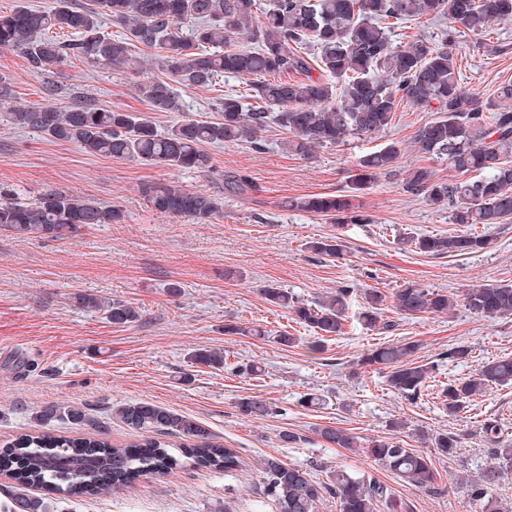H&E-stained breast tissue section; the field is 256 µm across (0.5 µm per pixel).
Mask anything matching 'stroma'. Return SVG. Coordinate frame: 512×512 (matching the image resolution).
I'll return each mask as SVG.
<instances>
[{
    "label": "stroma",
    "mask_w": 512,
    "mask_h": 512,
    "mask_svg": "<svg viewBox=\"0 0 512 512\" xmlns=\"http://www.w3.org/2000/svg\"><path fill=\"white\" fill-rule=\"evenodd\" d=\"M453 54L466 88L490 96L498 83L512 80V21L494 25L486 36L458 33ZM137 55L143 68L135 73L78 59L35 73L20 52L0 51V187L27 202L62 192L124 213L122 223L83 228L64 240H23L0 229V446L29 431L35 412L50 403L83 404L104 417L120 403L146 400L204 421L218 442L240 452L245 467L224 473L185 466L94 497L57 501L55 512H279L261 491L258 464L268 455L303 468L319 483L339 467L368 473L411 502L413 512H472L467 483L491 461L483 422H496L502 441L512 445V385L474 396L457 417L443 409L437 386L473 376L494 358L512 357V316L485 320L464 300L474 286L512 284V220L484 227L494 245L481 253L442 257L399 245L407 234L460 230L448 207L429 205L405 186L420 168L444 182L457 178L414 143L434 112L401 104L378 139L319 147L305 157L288 153L285 131L274 126L260 152L245 141L207 146V171L92 155L2 118L34 104L148 112L138 86L159 68L155 51L144 47ZM241 88L227 76L210 89L175 85L181 111L153 118L162 132L184 120L213 119L216 97ZM391 142L400 148L396 163L354 199L370 223L341 227L288 207L296 197L345 190L358 157ZM229 171L248 172L254 190L225 195ZM164 185L221 197L223 213L196 224L148 209L146 190ZM336 234L344 241L340 255L310 251V241ZM407 280L447 292L453 308L414 318L389 303L384 318L390 331H368L352 319L344 335L325 341L318 353L309 352L311 333L294 314L262 294L273 284L311 304L348 284L356 289L357 308L363 289L390 296ZM172 283L181 286L180 296L168 294ZM78 293L129 302L140 318L113 326L103 313L74 302ZM228 324L259 326L265 334L231 336L224 332ZM284 331L298 336L297 345L276 343ZM393 339L417 343V361L436 366L435 386L403 397L388 390L379 369L358 366L364 353ZM459 346L467 357H452ZM197 348L224 352L226 366L191 367L188 354ZM249 362L260 364L262 374L236 372V365ZM254 395L270 403L272 414H240L239 399ZM312 396L318 404H309ZM395 420L406 421V428L392 431ZM327 426L363 439L394 434L418 451L425 448L424 435L448 432L458 437L459 450L454 459L435 460V495L362 452L327 444L318 434ZM284 431L296 433L297 443L282 442Z\"/></svg>",
    "instance_id": "obj_1"
}]
</instances>
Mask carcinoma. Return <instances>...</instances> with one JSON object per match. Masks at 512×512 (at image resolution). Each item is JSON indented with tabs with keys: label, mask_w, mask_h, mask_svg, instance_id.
Here are the masks:
<instances>
[{
	"label": "carcinoma",
	"mask_w": 512,
	"mask_h": 512,
	"mask_svg": "<svg viewBox=\"0 0 512 512\" xmlns=\"http://www.w3.org/2000/svg\"><path fill=\"white\" fill-rule=\"evenodd\" d=\"M97 7H78L72 0H56L50 10L28 6L26 0L9 13L0 14V49L19 50L29 69L41 72L72 56L92 65L130 68L139 64L132 48L142 45L158 51L165 77H155L141 87L153 112H176L180 104L170 82L193 88H210L222 76L244 80L242 94L217 98L214 120H188L166 133L152 117L121 108L89 104L63 112L49 107H26L9 113L10 119L53 139L72 142L86 152L109 158L135 160L182 170L211 168L204 146L241 139L257 150L265 148L261 133L271 125L288 132L285 148L306 156L317 147L340 145L351 136L376 138L391 125L393 114L406 101L439 113L422 126L415 143L419 150L448 164L461 176L440 182L426 169L409 173L406 189L431 205H448L455 224H502L512 219V80L497 85L492 99L465 89L449 49L456 26L477 35L496 22L512 21V0H95ZM118 28L105 32L100 16ZM419 17L450 21L444 40L436 44L417 34L405 42L396 31ZM65 30L68 39L54 36ZM319 49L323 75H309L306 49ZM290 73L302 79H286ZM399 156L396 144L360 157L348 193L309 195L288 203L303 212L333 222L364 224L368 218L352 214L351 198L364 192ZM476 172L478 178L464 175ZM253 189L252 178L242 171L224 175V190L241 195ZM148 207L174 217L205 224L218 217L222 203L204 193L178 186L155 187L146 192ZM123 211L100 206L61 192L44 193L35 203L0 193V229L20 238L61 240L80 226L118 224ZM422 252L465 255L491 247L484 235L466 232L448 236L402 238ZM308 248L334 257L343 251L339 237L309 242ZM350 285L315 304H305L283 288H263L266 300L287 309L296 322L309 327L317 340L341 336L349 320ZM364 311L359 314L369 330L388 329L383 321L386 296L367 289ZM76 302L104 312L114 326L140 318L132 305L106 302L78 294ZM466 306L474 315L495 320L512 315V284H482L469 289ZM395 308L407 316L446 314L453 301L448 294L407 282L396 289ZM415 342L381 345L365 355L366 365L386 368L387 386L405 397H415L432 377L435 367L413 362ZM195 365L219 368L224 354L197 350L189 356ZM512 381V357L487 362L464 380H451L441 389L450 415L466 408L471 397L485 389ZM247 417L269 415L270 406L257 396L237 402ZM110 417L126 427L133 441L117 446L107 437V426L90 415L87 407L48 404L35 413L37 428L5 445L12 475L23 488H43L65 497L108 492L135 479L161 474L179 465L234 472L243 466L240 453L214 441L202 421L150 401H129L112 408ZM56 423H68L61 432ZM491 445V463L469 481V500L475 512H503L493 487L512 472V446L501 445L496 424H483ZM321 438L338 448H363L377 465L410 485L436 490L433 459H452L458 437L438 433L426 440L430 451L405 448L396 437L362 442L345 429L323 427ZM264 492L273 497L280 512H317L324 495L337 499L339 512H409L393 499L388 487L365 473L336 469L324 483L307 471L275 456L259 463ZM0 512H53V502L25 491H7Z\"/></svg>",
	"instance_id": "cac0c4a2"
}]
</instances>
